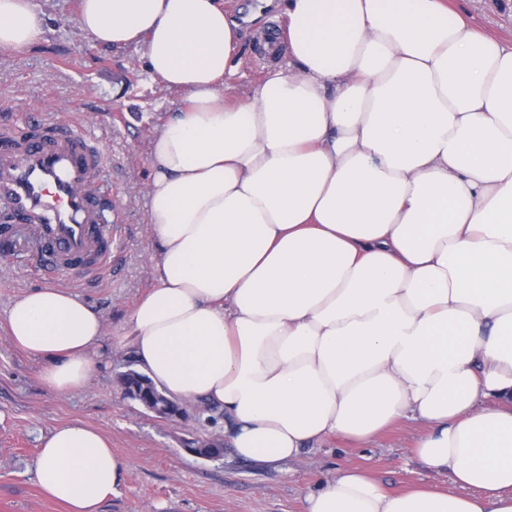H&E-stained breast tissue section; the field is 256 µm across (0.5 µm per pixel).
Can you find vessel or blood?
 <instances>
[{
  "label": "vessel or blood",
  "instance_id": "b4317fda",
  "mask_svg": "<svg viewBox=\"0 0 512 512\" xmlns=\"http://www.w3.org/2000/svg\"><path fill=\"white\" fill-rule=\"evenodd\" d=\"M109 156L75 118L40 111L0 124V209L27 224L25 252L52 280H89L107 267L114 208Z\"/></svg>",
  "mask_w": 512,
  "mask_h": 512
}]
</instances>
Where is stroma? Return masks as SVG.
Segmentation results:
<instances>
[{
	"label": "stroma",
	"mask_w": 512,
	"mask_h": 512,
	"mask_svg": "<svg viewBox=\"0 0 512 512\" xmlns=\"http://www.w3.org/2000/svg\"><path fill=\"white\" fill-rule=\"evenodd\" d=\"M48 22L41 40L23 50H0V119L53 108L81 118L101 137L111 167L106 180L118 217L112 263L71 292L96 308L110 345L86 385L59 394L44 385L38 358L16 350L6 337L11 304L46 279L32 272L21 252L0 262V512H66L35 480L43 438L79 422L103 433L129 469L101 512H305L309 488L339 469L362 470L391 491L449 487L447 471H434L412 453L421 431L404 421L357 448L331 439L285 462L243 461L232 448L219 459L190 454L189 442L223 437V424L204 421L198 404L181 419L158 417L124 396L114 378L130 356L124 335L135 303L153 286L158 243L147 222L145 194L150 140L178 100L149 77L138 49L95 48L77 24L79 0H32ZM241 27L236 68L227 83L248 93L271 59L262 40L275 28V6L261 0H223ZM483 31L512 39V0H468Z\"/></svg>",
	"instance_id": "1"
}]
</instances>
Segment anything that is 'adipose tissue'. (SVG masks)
<instances>
[{
	"mask_svg": "<svg viewBox=\"0 0 512 512\" xmlns=\"http://www.w3.org/2000/svg\"><path fill=\"white\" fill-rule=\"evenodd\" d=\"M466 0H280L286 64L228 100L237 23L220 0H80L96 47H141L181 95L151 144L152 288L127 347L169 398L222 412L244 460L413 420L453 486L391 492L354 468L306 512H512V41ZM32 0H0V49L37 42ZM16 349L66 394L104 347L101 315L45 286L7 311ZM126 465L79 423L35 475L100 512Z\"/></svg>",
	"mask_w": 512,
	"mask_h": 512,
	"instance_id": "1",
	"label": "adipose tissue"
}]
</instances>
